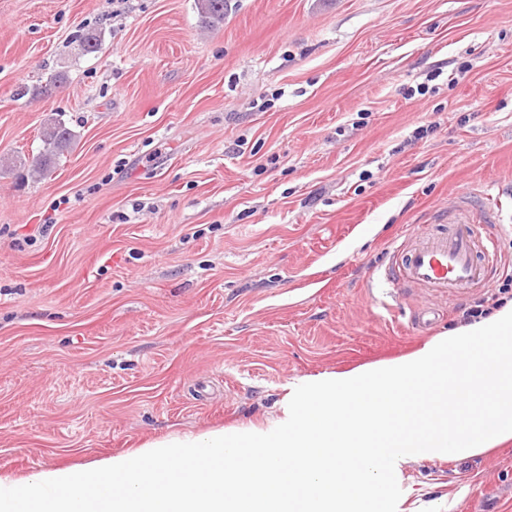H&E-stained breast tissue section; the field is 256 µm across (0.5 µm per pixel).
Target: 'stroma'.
I'll use <instances>...</instances> for the list:
<instances>
[{
    "mask_svg": "<svg viewBox=\"0 0 512 512\" xmlns=\"http://www.w3.org/2000/svg\"><path fill=\"white\" fill-rule=\"evenodd\" d=\"M54 114L51 175L0 165L2 476L266 421L290 380L465 325L502 274L380 277L461 190L512 271V0H227L213 28L195 0H0V158ZM403 483L413 512H512V442ZM74 134L60 119H55L43 133L42 152L31 162L32 172L44 176L52 172L57 160L74 144Z\"/></svg>",
    "mask_w": 512,
    "mask_h": 512,
    "instance_id": "1",
    "label": "stroma"
}]
</instances>
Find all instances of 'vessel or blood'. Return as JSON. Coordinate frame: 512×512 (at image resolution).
Listing matches in <instances>:
<instances>
[{
  "label": "vessel or blood",
  "instance_id": "b4317fda",
  "mask_svg": "<svg viewBox=\"0 0 512 512\" xmlns=\"http://www.w3.org/2000/svg\"><path fill=\"white\" fill-rule=\"evenodd\" d=\"M448 222V227L406 236L384 279L396 288H425L443 297L484 287L498 262L494 242L467 207L450 209Z\"/></svg>",
  "mask_w": 512,
  "mask_h": 512
}]
</instances>
